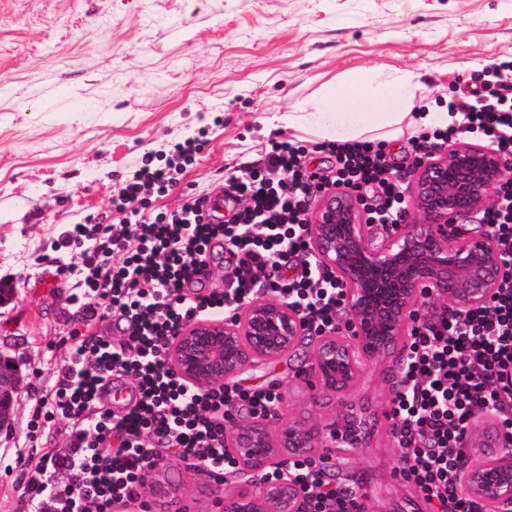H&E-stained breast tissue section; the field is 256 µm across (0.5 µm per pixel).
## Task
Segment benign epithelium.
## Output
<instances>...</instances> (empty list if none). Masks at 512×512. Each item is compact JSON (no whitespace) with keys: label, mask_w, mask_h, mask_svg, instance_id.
Masks as SVG:
<instances>
[{"label":"benign epithelium","mask_w":512,"mask_h":512,"mask_svg":"<svg viewBox=\"0 0 512 512\" xmlns=\"http://www.w3.org/2000/svg\"><path fill=\"white\" fill-rule=\"evenodd\" d=\"M512 168L479 143L455 142L421 160L403 191L413 219L392 227L377 242L369 232L363 198L354 190L329 186L319 191L306 229L319 260L336 274L348 312L335 327L317 331V346L305 375L314 381L312 399L338 400L340 414L319 425L296 420L272 433L269 418L249 416L224 431V447L250 486L228 492L211 488L214 512H309L288 463L328 466L336 451L360 448L366 419L349 399L363 367L393 358L391 390L400 389L405 360L402 337L426 298L463 312L485 304L498 287L504 265L490 229L469 235L461 227L499 199ZM308 331L294 305L282 298L257 297L240 303L232 322L205 320L178 330L169 364L185 382L201 390L234 381L293 349ZM17 377L0 357V428L10 419ZM460 490L488 512H512V450L500 429L486 422L467 434ZM280 475L272 480L267 469ZM149 495L164 512H191L181 497L156 477Z\"/></svg>","instance_id":"1"}]
</instances>
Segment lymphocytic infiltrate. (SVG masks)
Returning <instances> with one entry per match:
<instances>
[{
	"instance_id": "obj_1",
	"label": "lymphocytic infiltrate",
	"mask_w": 512,
	"mask_h": 512,
	"mask_svg": "<svg viewBox=\"0 0 512 512\" xmlns=\"http://www.w3.org/2000/svg\"><path fill=\"white\" fill-rule=\"evenodd\" d=\"M458 124L412 137L413 150L427 156L453 137L469 134L495 151L512 155V96L502 93L500 65ZM200 149L198 139L173 143L165 162L143 166L125 181L112 204L120 224L66 225L58 249L67 260L58 272L72 280L81 331L65 352L53 385L37 414L67 422L66 454L21 461L22 484L34 512H118L133 503L152 512L143 496L146 471L160 461H179L227 482L236 472L224 446V426L239 411L267 414L279 399L270 388L236 383L198 390L171 369L169 345L178 327L223 311L257 293H274L296 305L312 329L332 326L344 307L333 272L321 266L307 235L309 203L325 185L379 189L370 205L382 224L403 222L402 185L383 149L368 142L332 147V176L311 170L305 146L274 140L263 163L236 168L227 177L229 215L214 223L209 195L190 194L179 210L147 211L152 190L176 187ZM498 238L505 265L499 288L484 305L461 315L435 312L416 319L401 371L402 390L387 412L401 451L399 475L420 487L428 512H482L461 494L457 473L462 441L480 415H497L512 437V395L501 392L499 374L512 368V196L503 195L482 215ZM220 246L233 279L224 291L205 292L201 279L207 254ZM299 258L292 270L290 258ZM122 323L126 339L115 345L89 335L96 322ZM129 379L136 394L122 413L105 408L104 392L115 379ZM66 473L58 485L50 470ZM290 472L310 502V512H361L355 486L327 481L304 461Z\"/></svg>"
}]
</instances>
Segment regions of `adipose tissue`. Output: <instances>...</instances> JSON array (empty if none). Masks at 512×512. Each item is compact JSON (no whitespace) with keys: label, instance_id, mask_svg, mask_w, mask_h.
<instances>
[{"label":"adipose tissue","instance_id":"ef3b65f1","mask_svg":"<svg viewBox=\"0 0 512 512\" xmlns=\"http://www.w3.org/2000/svg\"><path fill=\"white\" fill-rule=\"evenodd\" d=\"M419 75L376 68L352 71L345 84L322 85L317 98L306 106L278 116L288 128H304L320 140L343 144L352 141L389 143L404 131L443 129L455 121L447 108L414 111Z\"/></svg>","mask_w":512,"mask_h":512}]
</instances>
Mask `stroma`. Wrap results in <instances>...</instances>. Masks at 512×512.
<instances>
[{"mask_svg": "<svg viewBox=\"0 0 512 512\" xmlns=\"http://www.w3.org/2000/svg\"><path fill=\"white\" fill-rule=\"evenodd\" d=\"M512 60V0H0V357L18 368L9 426L0 430V512H30L18 457L62 454L63 422L34 423L36 403L76 328L73 290L54 258L64 225L116 223L121 182L171 140L202 135L177 189L152 196L180 208L187 189L216 191L231 169L263 158L267 119L355 69L420 73L427 102L466 99L491 63ZM308 147L316 136L296 133ZM311 342L246 386L274 388L282 418L326 424L329 396L309 398L297 371ZM389 362L366 366L350 392L370 412L363 447L339 455L373 512L422 504L397 475L386 416Z\"/></svg>", "mask_w": 512, "mask_h": 512, "instance_id": "stroma-1", "label": "stroma"}]
</instances>
